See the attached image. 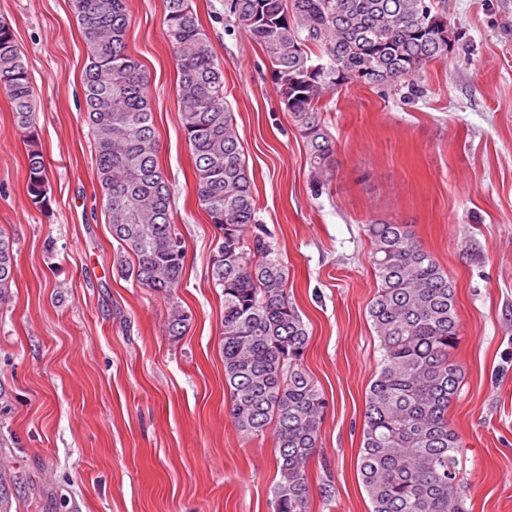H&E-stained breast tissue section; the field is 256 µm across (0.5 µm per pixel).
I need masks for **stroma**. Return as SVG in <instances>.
<instances>
[{
    "mask_svg": "<svg viewBox=\"0 0 512 512\" xmlns=\"http://www.w3.org/2000/svg\"><path fill=\"white\" fill-rule=\"evenodd\" d=\"M224 4L193 0L253 173L260 232L309 330L304 366L329 403L310 512L372 510L357 458L381 357L362 232L377 220L407 225L448 274L463 371L448 422L465 444L466 510L512 512V0H448L460 39L447 59L395 85L331 91L323 117L336 153L322 186L268 59ZM128 6L192 321L167 336V300L116 272L69 0H0L38 93L50 196L45 211L27 197L25 135L0 89V230L16 253L0 302V512H272L273 438L245 439L227 413L224 297L208 277L216 230L196 196L162 2Z\"/></svg>",
    "mask_w": 512,
    "mask_h": 512,
    "instance_id": "35a3bbf8",
    "label": "stroma"
}]
</instances>
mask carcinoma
Wrapping results in <instances>:
<instances>
[{
  "label": "carcinoma",
  "instance_id": "cac0c4a2",
  "mask_svg": "<svg viewBox=\"0 0 512 512\" xmlns=\"http://www.w3.org/2000/svg\"><path fill=\"white\" fill-rule=\"evenodd\" d=\"M445 0H230L229 15L268 58L285 108L317 179L331 175L335 141L322 114L345 84L389 85L444 60L448 43L423 31ZM177 71L181 127L196 171L198 202L219 230L210 276L224 295L222 330L228 414L246 438L272 434L279 479L272 512H310L308 465L328 403L303 366L310 336L288 292V271L257 223L254 181L224 96L216 51L191 0H162ZM88 49L82 90L102 206L129 261L118 273L169 303L167 335L191 320L177 301L184 241L169 179L158 163L149 79L127 51V0H71ZM316 61L325 63L311 71ZM0 88L26 133L31 204L44 209L48 168L34 117L37 95L9 25L0 21ZM377 291L369 316L381 359L365 397L358 470L372 512H466L464 444L448 423L462 370L455 292L446 271L405 224L364 225ZM14 240L0 231V300L13 278Z\"/></svg>",
  "mask_w": 512,
  "mask_h": 512
}]
</instances>
